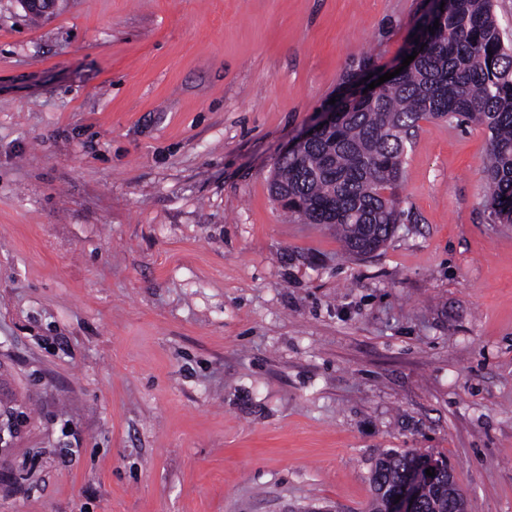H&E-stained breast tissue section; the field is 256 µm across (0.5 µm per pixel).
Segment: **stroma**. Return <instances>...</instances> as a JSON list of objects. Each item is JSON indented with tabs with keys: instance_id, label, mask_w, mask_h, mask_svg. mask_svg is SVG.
<instances>
[{
	"instance_id": "1",
	"label": "stroma",
	"mask_w": 512,
	"mask_h": 512,
	"mask_svg": "<svg viewBox=\"0 0 512 512\" xmlns=\"http://www.w3.org/2000/svg\"><path fill=\"white\" fill-rule=\"evenodd\" d=\"M424 0H0V512H368L386 450L512 512V224L430 119L348 254L269 190Z\"/></svg>"
}]
</instances>
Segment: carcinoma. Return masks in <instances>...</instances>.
Segmentation results:
<instances>
[{
  "label": "carcinoma",
  "mask_w": 512,
  "mask_h": 512,
  "mask_svg": "<svg viewBox=\"0 0 512 512\" xmlns=\"http://www.w3.org/2000/svg\"><path fill=\"white\" fill-rule=\"evenodd\" d=\"M412 49L410 67L381 89L336 104V127L297 146L274 166L270 190L288 192V212L305 224L336 229L345 250L367 254L385 243L400 223L407 144L423 119L473 124L490 133L485 165L492 221L512 223V41L502 36L493 0H443ZM439 27H434V23ZM433 30H428V27ZM430 46L423 50L421 43ZM432 456L385 451L371 474L369 512H387L382 489L391 488ZM443 472L424 488L422 512H463Z\"/></svg>",
  "instance_id": "carcinoma-1"
}]
</instances>
